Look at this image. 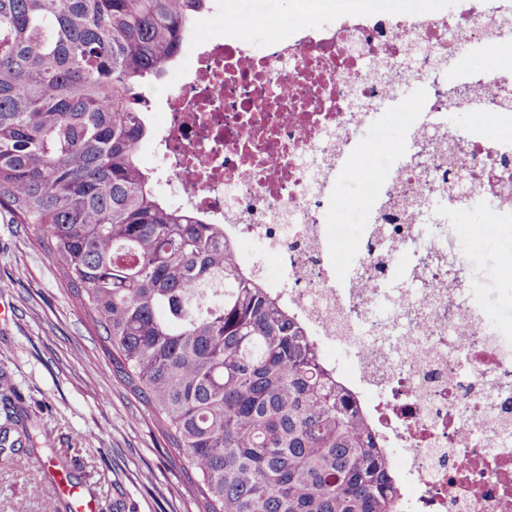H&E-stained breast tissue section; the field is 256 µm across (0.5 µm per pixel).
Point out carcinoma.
Here are the masks:
<instances>
[{"label": "carcinoma", "mask_w": 512, "mask_h": 512, "mask_svg": "<svg viewBox=\"0 0 512 512\" xmlns=\"http://www.w3.org/2000/svg\"><path fill=\"white\" fill-rule=\"evenodd\" d=\"M210 0H0V222L42 232L198 512H400L385 449L224 226L141 161L151 86Z\"/></svg>", "instance_id": "obj_1"}]
</instances>
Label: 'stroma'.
<instances>
[{
  "instance_id": "obj_1",
  "label": "stroma",
  "mask_w": 512,
  "mask_h": 512,
  "mask_svg": "<svg viewBox=\"0 0 512 512\" xmlns=\"http://www.w3.org/2000/svg\"><path fill=\"white\" fill-rule=\"evenodd\" d=\"M244 16L253 39L264 21L288 25L294 0H224ZM494 225L467 266L483 309L512 331V278L497 261L512 252V222L489 202L473 204L448 227L449 244L472 224ZM38 231L0 223V427L27 428L29 441L0 446V512H43L54 491L25 474L34 456L56 455L73 496L95 498L109 512H197L195 490L166 457L167 442L145 408L112 372L99 336Z\"/></svg>"
}]
</instances>
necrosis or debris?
<instances>
[{"instance_id":"necrosis-or-debris-1","label":"necrosis or debris","mask_w":512,"mask_h":512,"mask_svg":"<svg viewBox=\"0 0 512 512\" xmlns=\"http://www.w3.org/2000/svg\"><path fill=\"white\" fill-rule=\"evenodd\" d=\"M223 19L214 0L186 32L191 68L168 73L148 142L158 185L174 208L223 225L240 262L304 322L373 422L403 512H512V354L472 311L470 246L444 243L475 197L512 215V142L447 122L459 108L506 115L498 92L512 67L496 57L512 43V0L405 12L296 0L292 23L267 25L258 43L217 33ZM469 49L486 68L465 63ZM408 94L418 105L406 117ZM379 116L403 118L401 148L365 191L341 194L354 157L383 148L359 136ZM451 167L470 182L450 195ZM409 197L425 205L399 217ZM340 205L349 223L334 220ZM339 251L352 257L340 274Z\"/></svg>"}]
</instances>
